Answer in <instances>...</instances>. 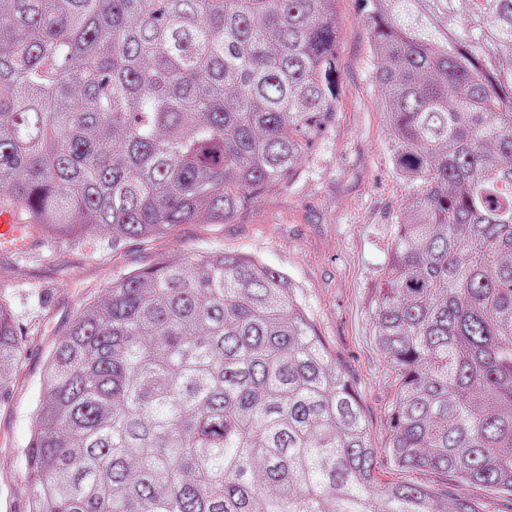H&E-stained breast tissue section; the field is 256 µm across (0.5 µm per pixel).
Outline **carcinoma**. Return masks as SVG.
Here are the masks:
<instances>
[{"mask_svg":"<svg viewBox=\"0 0 512 512\" xmlns=\"http://www.w3.org/2000/svg\"><path fill=\"white\" fill-rule=\"evenodd\" d=\"M337 0H0V206L73 246L222 224L340 95ZM413 188L376 289L395 373L377 484L360 397L283 272L215 251L112 281L49 354L26 512H481L512 498V0H366ZM21 346L0 303V401ZM464 492L471 499L480 502L486 512H512L510 511L512 505L508 501L492 495L491 492L482 486L467 487Z\"/></svg>","mask_w":512,"mask_h":512,"instance_id":"carcinoma-1","label":"carcinoma"}]
</instances>
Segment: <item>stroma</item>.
I'll use <instances>...</instances> for the list:
<instances>
[{
  "mask_svg": "<svg viewBox=\"0 0 512 512\" xmlns=\"http://www.w3.org/2000/svg\"><path fill=\"white\" fill-rule=\"evenodd\" d=\"M336 24L337 109L285 189L250 201L225 223L182 224L170 236L133 238L117 251L98 234L79 246L45 237L36 251L0 255V303L22 346L12 396L0 404V512L25 510L21 451L30 439L29 414L43 388L46 356L84 302L104 297L112 279L150 268L159 257L208 250L248 254L287 274L317 336L360 396L381 483L445 486L444 477L392 468L384 453L395 386L373 340L372 306L412 189L392 171L391 138L373 81L377 60L357 0H338Z\"/></svg>",
  "mask_w": 512,
  "mask_h": 512,
  "instance_id": "obj_1",
  "label": "stroma"
}]
</instances>
